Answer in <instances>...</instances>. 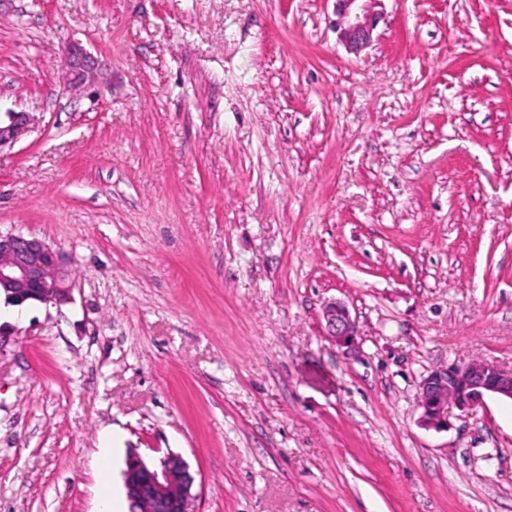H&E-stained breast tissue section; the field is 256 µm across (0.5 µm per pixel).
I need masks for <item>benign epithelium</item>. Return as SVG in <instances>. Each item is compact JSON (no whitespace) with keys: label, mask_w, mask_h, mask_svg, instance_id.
Returning <instances> with one entry per match:
<instances>
[{"label":"benign epithelium","mask_w":512,"mask_h":512,"mask_svg":"<svg viewBox=\"0 0 512 512\" xmlns=\"http://www.w3.org/2000/svg\"><path fill=\"white\" fill-rule=\"evenodd\" d=\"M334 30L338 40L352 53L367 48L379 23L371 12L373 0H334ZM64 65L79 78L89 73L86 54L70 46ZM24 112L7 111L0 118V147L16 141L26 131ZM71 272L64 255L38 237L0 234V298L11 306L34 303L63 305L72 299ZM328 335L351 351L356 348L357 329L347 306L329 301L323 306ZM421 422L428 429L448 428V412L456 408L473 412L488 396L512 400V369L483 360L440 366L425 376L419 386ZM125 491L135 512H197L201 487L182 454L167 451L152 459L137 452L126 458Z\"/></svg>","instance_id":"obj_1"}]
</instances>
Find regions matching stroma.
I'll use <instances>...</instances> for the list:
<instances>
[{
    "label": "stroma",
    "instance_id": "stroma-1",
    "mask_svg": "<svg viewBox=\"0 0 512 512\" xmlns=\"http://www.w3.org/2000/svg\"><path fill=\"white\" fill-rule=\"evenodd\" d=\"M333 9L0 0V109L32 118L0 233L73 280L0 307V512L125 501L133 450L181 453L198 512H512V401L438 432L419 398L512 368V0H378L357 55ZM323 317L328 334L336 340V344L348 351L356 348V324L343 302L337 300L327 302L323 306Z\"/></svg>",
    "mask_w": 512,
    "mask_h": 512
}]
</instances>
